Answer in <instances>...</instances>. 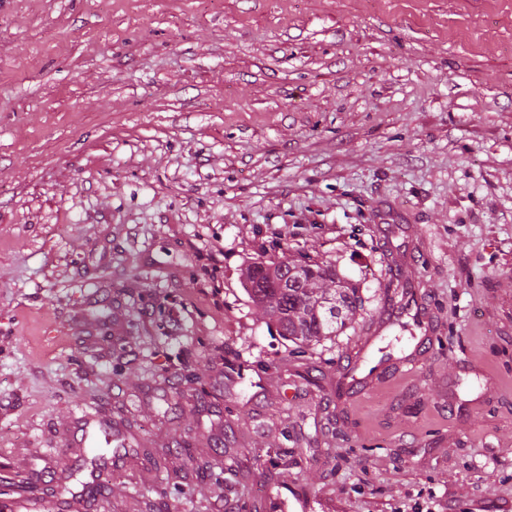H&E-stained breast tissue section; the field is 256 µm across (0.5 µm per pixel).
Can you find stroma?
Listing matches in <instances>:
<instances>
[{
	"label": "stroma",
	"mask_w": 512,
	"mask_h": 512,
	"mask_svg": "<svg viewBox=\"0 0 512 512\" xmlns=\"http://www.w3.org/2000/svg\"><path fill=\"white\" fill-rule=\"evenodd\" d=\"M286 253L364 299L302 358ZM86 414L173 482L230 435L174 512H512V0H0V467L86 473ZM222 446L216 445L215 455L210 459L200 460L196 462V473L197 476L202 478V480H207L211 483L221 485L224 481V473H226L227 468L223 466V463L220 459L221 454H226V448L224 451H220V448L224 447V443Z\"/></svg>",
	"instance_id": "stroma-1"
}]
</instances>
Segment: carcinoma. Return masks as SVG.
<instances>
[{"label":"carcinoma","instance_id":"cac0c4a2","mask_svg":"<svg viewBox=\"0 0 512 512\" xmlns=\"http://www.w3.org/2000/svg\"><path fill=\"white\" fill-rule=\"evenodd\" d=\"M244 290L299 356L343 329L363 307L359 288L340 278L329 262L284 258L257 264L247 269ZM221 454L217 448L214 456L196 462L197 476L221 484L227 471Z\"/></svg>","mask_w":512,"mask_h":512}]
</instances>
